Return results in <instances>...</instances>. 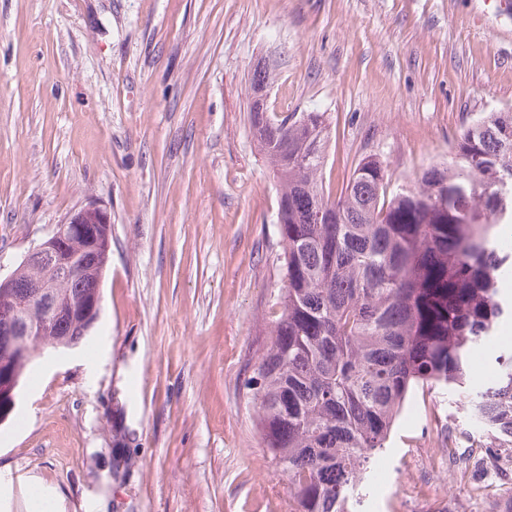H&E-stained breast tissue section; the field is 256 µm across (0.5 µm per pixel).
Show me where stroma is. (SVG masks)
Instances as JSON below:
<instances>
[{"mask_svg":"<svg viewBox=\"0 0 512 512\" xmlns=\"http://www.w3.org/2000/svg\"><path fill=\"white\" fill-rule=\"evenodd\" d=\"M259 66L268 111L327 114V188L374 154L397 192L477 113L512 112V5L0 0V274L74 209L112 217L98 321L34 352L0 421V471L65 512H288L246 388L284 284ZM475 434L457 393L414 391L363 512H493L512 448L451 463Z\"/></svg>","mask_w":512,"mask_h":512,"instance_id":"obj_1","label":"stroma"}]
</instances>
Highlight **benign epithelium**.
Returning a JSON list of instances; mask_svg holds the SVG:
<instances>
[{
    "label": "benign epithelium",
    "mask_w": 512,
    "mask_h": 512,
    "mask_svg": "<svg viewBox=\"0 0 512 512\" xmlns=\"http://www.w3.org/2000/svg\"><path fill=\"white\" fill-rule=\"evenodd\" d=\"M268 88L253 90L249 112L251 121L267 111ZM112 238V221L108 211L90 204L72 212L63 222L53 225L47 237L25 256L23 266L29 277L16 282L14 275L0 277V308L15 314L12 328L0 334V368H6L22 354L29 352V340L39 333L50 336L70 335L73 322L80 321V336L88 335L101 312L100 293L85 292L60 305L56 288L67 282L82 287L90 280L100 288L109 261ZM11 288H22L24 294L39 301L45 311V326L29 322L20 312Z\"/></svg>",
    "instance_id": "1"
}]
</instances>
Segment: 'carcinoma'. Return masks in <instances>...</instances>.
Segmentation results:
<instances>
[{
    "label": "carcinoma",
    "mask_w": 512,
    "mask_h": 512,
    "mask_svg": "<svg viewBox=\"0 0 512 512\" xmlns=\"http://www.w3.org/2000/svg\"><path fill=\"white\" fill-rule=\"evenodd\" d=\"M254 132L280 186V312L248 383L262 443L288 482V512H356L371 457L412 390L448 386L481 432L482 464L512 447V349L466 373L471 351L512 321V112L475 116L419 187L387 197L383 162L363 157L337 195L319 181L324 112L268 114ZM72 336H35L30 351Z\"/></svg>",
    "instance_id": "carcinoma-1"
}]
</instances>
